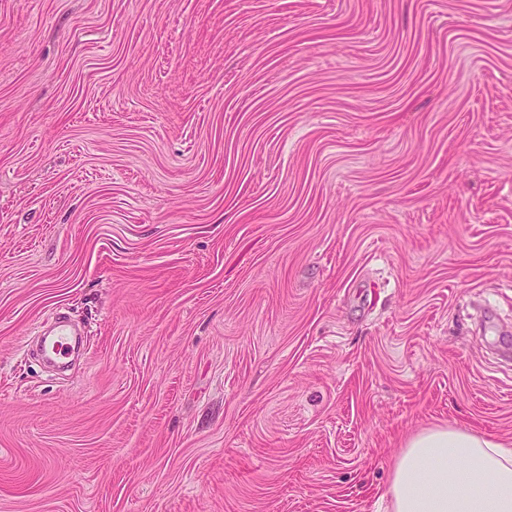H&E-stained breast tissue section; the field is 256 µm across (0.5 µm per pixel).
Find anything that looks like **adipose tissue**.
I'll list each match as a JSON object with an SVG mask.
<instances>
[{"label": "adipose tissue", "mask_w": 512, "mask_h": 512, "mask_svg": "<svg viewBox=\"0 0 512 512\" xmlns=\"http://www.w3.org/2000/svg\"><path fill=\"white\" fill-rule=\"evenodd\" d=\"M387 497L389 512H512V446L452 425L412 433Z\"/></svg>", "instance_id": "obj_1"}]
</instances>
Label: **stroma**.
Returning a JSON list of instances; mask_svg holds the SVG:
<instances>
[{
	"mask_svg": "<svg viewBox=\"0 0 512 512\" xmlns=\"http://www.w3.org/2000/svg\"><path fill=\"white\" fill-rule=\"evenodd\" d=\"M436 424L512 443V0H0V512H386ZM76 334L72 331L69 325L64 322H59L54 331V343L51 347L50 359H62L69 355L71 350L73 336Z\"/></svg>",
	"mask_w": 512,
	"mask_h": 512,
	"instance_id": "1",
	"label": "stroma"
}]
</instances>
